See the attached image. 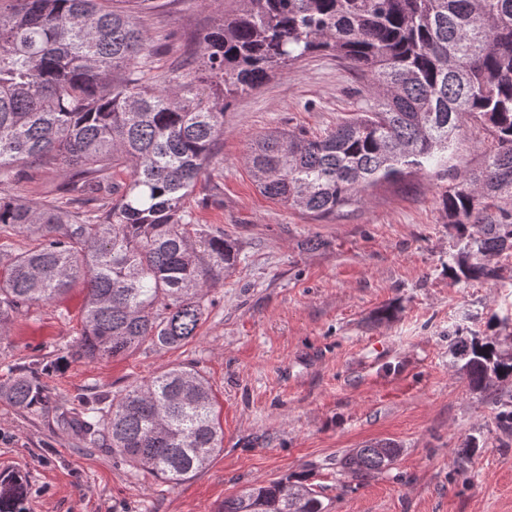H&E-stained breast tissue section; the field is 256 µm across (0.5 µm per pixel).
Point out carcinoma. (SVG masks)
Segmentation results:
<instances>
[{"label": "carcinoma", "mask_w": 512, "mask_h": 512, "mask_svg": "<svg viewBox=\"0 0 512 512\" xmlns=\"http://www.w3.org/2000/svg\"><path fill=\"white\" fill-rule=\"evenodd\" d=\"M0 0V185L22 168L71 172L68 194L0 193V333L24 307L86 286L71 357L168 350L197 336L211 288L237 263V244L188 210L224 132V101L320 52L370 81L374 102L321 134L264 132L246 165L267 197L317 217L416 170L449 181L441 193L456 239L457 280H512V0H234L199 37V64L156 84L155 54L134 13L154 0ZM482 133L481 160L460 154L462 126ZM30 246L12 250V233ZM454 354L473 391H506L512 353L501 335L457 332ZM43 368L27 367L0 397L51 407ZM512 431V395L498 399ZM59 418L86 444L180 484L206 469L224 432L208 381L183 364ZM398 445L379 440L341 461L362 482ZM27 487L0 480V512H20ZM317 492L282 478L224 499L222 512H324Z\"/></svg>", "instance_id": "1"}]
</instances>
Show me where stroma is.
Returning a JSON list of instances; mask_svg holds the SVG:
<instances>
[{
    "label": "stroma",
    "mask_w": 512,
    "mask_h": 512,
    "mask_svg": "<svg viewBox=\"0 0 512 512\" xmlns=\"http://www.w3.org/2000/svg\"><path fill=\"white\" fill-rule=\"evenodd\" d=\"M139 23L158 51L156 76L182 69L226 0H159ZM366 82L320 53L232 98L193 200L200 223L240 246L212 289L195 338L124 357L75 361L81 287L15 314L0 335V383L15 368H48L52 394H116L170 365L209 382L223 449L176 485L79 442L55 414L0 398V473L22 475L24 512H221L244 487L285 477L319 492L326 512H512V445L496 427L493 392L468 388L449 332L483 337L512 317V288L448 275L454 240L440 183L419 172L371 188L362 203L318 218L260 193L244 164L252 141L282 128L320 134L365 108ZM67 177L28 168L0 187L21 198L58 195ZM386 319H378L382 310ZM477 447H466L468 439ZM391 439L393 464L363 482L340 471L362 443Z\"/></svg>",
    "instance_id": "stroma-1"
}]
</instances>
